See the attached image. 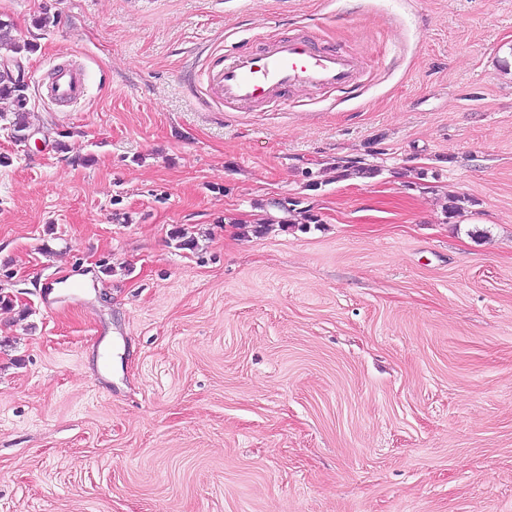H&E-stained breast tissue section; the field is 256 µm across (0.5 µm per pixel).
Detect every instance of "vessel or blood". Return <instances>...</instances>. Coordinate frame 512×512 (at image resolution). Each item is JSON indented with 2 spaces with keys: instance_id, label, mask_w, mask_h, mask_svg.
<instances>
[{
  "instance_id": "b4317fda",
  "label": "vessel or blood",
  "mask_w": 512,
  "mask_h": 512,
  "mask_svg": "<svg viewBox=\"0 0 512 512\" xmlns=\"http://www.w3.org/2000/svg\"><path fill=\"white\" fill-rule=\"evenodd\" d=\"M358 64L348 54L319 46L293 35L267 41L262 50L239 51L220 58L207 81L225 107L283 105L297 89L344 91L357 80ZM46 96L68 106L87 93L86 72L74 65H60L52 72Z\"/></svg>"
}]
</instances>
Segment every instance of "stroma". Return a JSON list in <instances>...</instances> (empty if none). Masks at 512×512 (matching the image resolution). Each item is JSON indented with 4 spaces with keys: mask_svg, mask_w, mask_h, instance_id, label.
Listing matches in <instances>:
<instances>
[{
    "mask_svg": "<svg viewBox=\"0 0 512 512\" xmlns=\"http://www.w3.org/2000/svg\"><path fill=\"white\" fill-rule=\"evenodd\" d=\"M0 18L36 46L35 136L0 129V512H512V0ZM290 33L357 87L276 112L207 87L212 53ZM46 96L59 106H69L82 100L87 93L86 72L74 65H59L52 72Z\"/></svg>",
    "mask_w": 512,
    "mask_h": 512,
    "instance_id": "35a3bbf8",
    "label": "stroma"
}]
</instances>
